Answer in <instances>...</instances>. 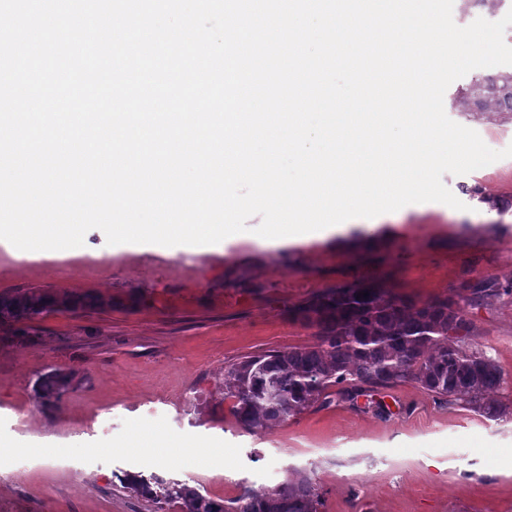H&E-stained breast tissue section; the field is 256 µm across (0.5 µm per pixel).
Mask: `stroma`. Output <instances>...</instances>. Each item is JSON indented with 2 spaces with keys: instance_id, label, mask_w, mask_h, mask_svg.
I'll list each match as a JSON object with an SVG mask.
<instances>
[{
  "instance_id": "stroma-1",
  "label": "stroma",
  "mask_w": 512,
  "mask_h": 512,
  "mask_svg": "<svg viewBox=\"0 0 512 512\" xmlns=\"http://www.w3.org/2000/svg\"><path fill=\"white\" fill-rule=\"evenodd\" d=\"M487 74L453 82L444 107L500 151L512 145L511 121L453 105ZM443 182L463 209L427 202L389 214L368 251L347 235L277 250L244 239L221 255H114L98 229L79 257L33 260L0 248V294L99 301L35 320L30 342L0 330V512H179L123 489L118 472L157 474L222 500L295 470L312 478L323 512H512V419H485L405 383L250 430L220 392L226 365L313 342L314 328L289 311L338 283L375 277L423 304L458 298L476 276L512 279V158ZM463 184L479 194H460ZM461 311L475 325L473 348L512 377V296ZM52 369L73 381L48 411L35 383ZM137 427L157 429L171 449H121ZM214 441L225 457L196 456L194 444ZM46 445L76 455V472H16L27 450Z\"/></svg>"
}]
</instances>
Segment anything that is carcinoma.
Here are the masks:
<instances>
[{
  "label": "carcinoma",
  "mask_w": 512,
  "mask_h": 512,
  "mask_svg": "<svg viewBox=\"0 0 512 512\" xmlns=\"http://www.w3.org/2000/svg\"><path fill=\"white\" fill-rule=\"evenodd\" d=\"M512 9V0H460L464 17ZM461 112L497 113L512 120V73L475 80L455 101ZM463 299L478 304L512 295V279L478 278L463 285ZM366 292L368 296L358 297ZM92 297L21 292L0 296V326L28 341L30 322L52 313L91 308ZM316 329L311 344L269 350L224 367V399L248 429L273 426L337 398L352 401L373 391L412 383L450 406H465L498 420L512 407L498 399L508 384L499 364L470 346L475 327L458 302L417 304L363 279L327 288L293 310ZM72 376L58 371L38 381L42 407H57ZM123 488L155 503H175L180 512H322L312 479L295 473L263 493L245 492L217 501L186 482L123 472Z\"/></svg>",
  "instance_id": "obj_1"
}]
</instances>
